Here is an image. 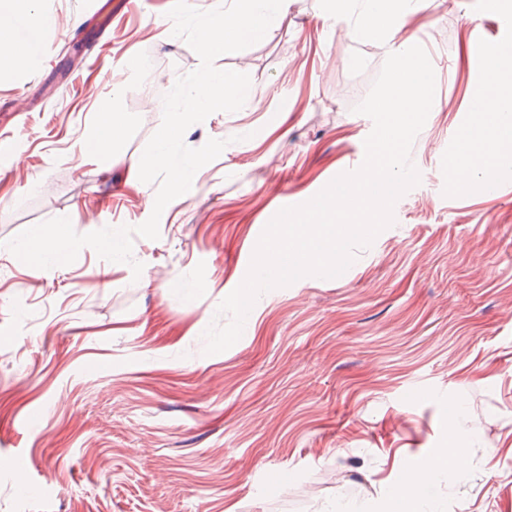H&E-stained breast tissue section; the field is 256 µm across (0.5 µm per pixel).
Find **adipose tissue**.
<instances>
[{
	"label": "adipose tissue",
	"mask_w": 512,
	"mask_h": 512,
	"mask_svg": "<svg viewBox=\"0 0 512 512\" xmlns=\"http://www.w3.org/2000/svg\"><path fill=\"white\" fill-rule=\"evenodd\" d=\"M415 0H363L357 17L359 31L385 37L414 14ZM488 105L471 126L460 130L461 149L452 162L459 180L473 174L493 180L512 163V50L502 49L489 57ZM465 451L460 446L441 450L431 464L413 474L391 497L385 512H427L423 488L439 473L463 471Z\"/></svg>",
	"instance_id": "ef3b65f1"
}]
</instances>
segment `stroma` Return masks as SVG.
I'll list each match as a JSON object with an SVG mask.
<instances>
[{
	"label": "stroma",
	"mask_w": 512,
	"mask_h": 512,
	"mask_svg": "<svg viewBox=\"0 0 512 512\" xmlns=\"http://www.w3.org/2000/svg\"><path fill=\"white\" fill-rule=\"evenodd\" d=\"M173 3L12 5L27 55L0 69V460L17 461L0 467V512H383L452 436L467 470L425 487L432 512H512V171L492 190L448 177L476 118L471 22L501 34L486 0H431L388 39L292 0L261 41L215 59L249 75L246 102L186 130L188 147H226L165 207L159 239L134 237L141 275L89 247L48 270L8 249L56 217L80 234L149 218L158 186L138 192L127 167L172 78L200 65L165 40ZM405 43L436 78L411 150L420 184L341 279L263 293L241 338L204 354L283 200L361 165L367 72ZM147 56L151 84L134 67ZM105 105L126 130L91 154Z\"/></svg>",
	"instance_id": "35a3bbf8"
}]
</instances>
